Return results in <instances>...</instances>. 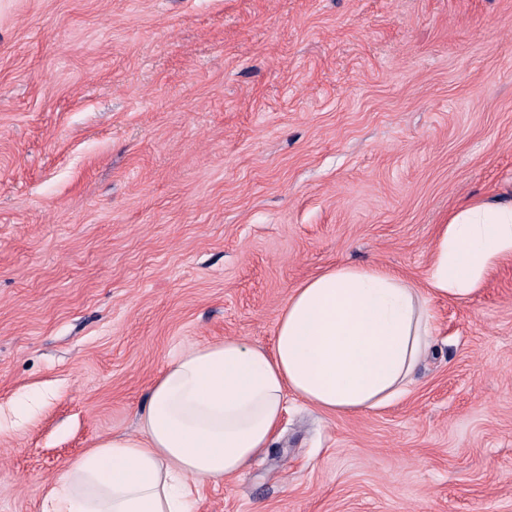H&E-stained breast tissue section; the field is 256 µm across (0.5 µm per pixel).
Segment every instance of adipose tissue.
<instances>
[{
  "label": "adipose tissue",
  "mask_w": 512,
  "mask_h": 512,
  "mask_svg": "<svg viewBox=\"0 0 512 512\" xmlns=\"http://www.w3.org/2000/svg\"><path fill=\"white\" fill-rule=\"evenodd\" d=\"M512 258V202L459 206L424 286L382 267L338 266L295 288L272 348L196 345L154 381L136 433L69 463L42 512H194L199 487L243 472L279 428L288 396L358 414L404 396L432 344L434 296L464 297Z\"/></svg>",
  "instance_id": "obj_1"
}]
</instances>
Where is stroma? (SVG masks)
<instances>
[{"instance_id":"obj_1","label":"stroma","mask_w":512,"mask_h":512,"mask_svg":"<svg viewBox=\"0 0 512 512\" xmlns=\"http://www.w3.org/2000/svg\"><path fill=\"white\" fill-rule=\"evenodd\" d=\"M475 197L512 199V0H0V512L308 278L424 284ZM430 306L407 394L289 398L195 512H512V261Z\"/></svg>"}]
</instances>
